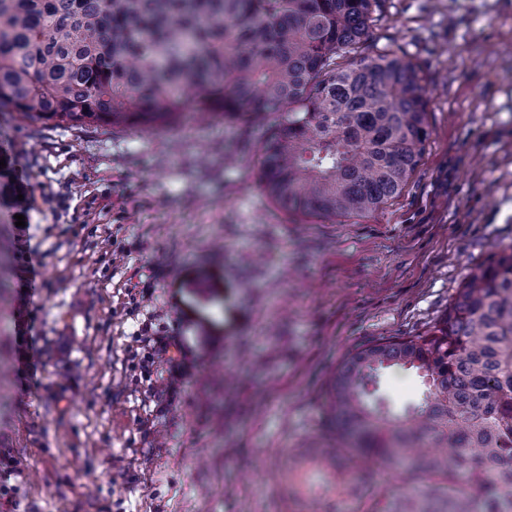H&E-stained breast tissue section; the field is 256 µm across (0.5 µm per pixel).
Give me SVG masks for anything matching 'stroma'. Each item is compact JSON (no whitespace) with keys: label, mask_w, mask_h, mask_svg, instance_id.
<instances>
[{"label":"stroma","mask_w":512,"mask_h":512,"mask_svg":"<svg viewBox=\"0 0 512 512\" xmlns=\"http://www.w3.org/2000/svg\"><path fill=\"white\" fill-rule=\"evenodd\" d=\"M368 40L420 64L431 135L365 217L274 208L259 130L220 116L150 130L0 114L35 198L24 228L0 213V512H334L318 489L289 499L283 475L333 442L337 365L425 332L512 244V0H378ZM20 313L39 352L26 382Z\"/></svg>","instance_id":"1"}]
</instances>
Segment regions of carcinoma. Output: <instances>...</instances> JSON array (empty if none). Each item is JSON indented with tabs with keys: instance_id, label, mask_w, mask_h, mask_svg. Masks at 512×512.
I'll list each match as a JSON object with an SVG mask.
<instances>
[{
	"instance_id": "carcinoma-1",
	"label": "carcinoma",
	"mask_w": 512,
	"mask_h": 512,
	"mask_svg": "<svg viewBox=\"0 0 512 512\" xmlns=\"http://www.w3.org/2000/svg\"><path fill=\"white\" fill-rule=\"evenodd\" d=\"M376 0H0V112L55 126L166 127L187 109L264 128L260 186L279 210L332 219L398 197L429 138L410 56H368ZM420 378L400 407L386 370ZM336 445L288 468L336 512L361 463L423 474L365 512H512V245L464 279L425 332L354 350L329 389Z\"/></svg>"
}]
</instances>
